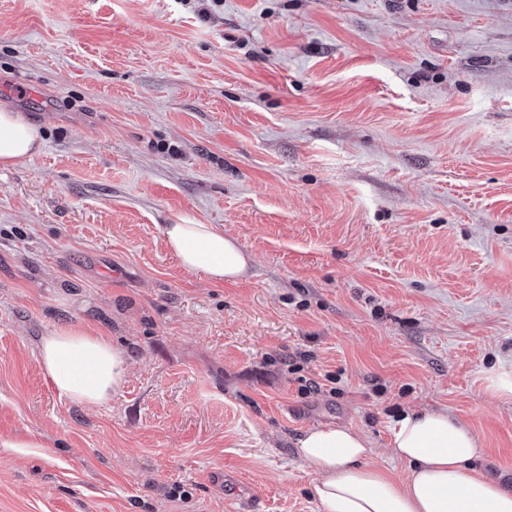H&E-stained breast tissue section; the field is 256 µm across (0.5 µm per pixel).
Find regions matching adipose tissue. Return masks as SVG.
Listing matches in <instances>:
<instances>
[{"label": "adipose tissue", "instance_id": "ef3b65f1", "mask_svg": "<svg viewBox=\"0 0 512 512\" xmlns=\"http://www.w3.org/2000/svg\"><path fill=\"white\" fill-rule=\"evenodd\" d=\"M43 145L37 124L0 106V167L22 165ZM162 233L180 265L212 284L241 279L250 269L251 255L217 225L166 224ZM39 360L58 392L77 403L104 404L126 378L124 350L78 322L44 336ZM370 453L368 441L345 426H318L297 439L322 512H512V485L475 472L481 444L446 411L409 410L394 422L390 454L408 464L406 480L369 463Z\"/></svg>", "mask_w": 512, "mask_h": 512}]
</instances>
